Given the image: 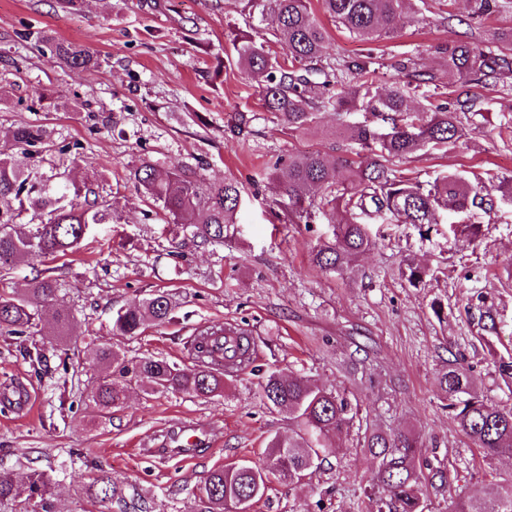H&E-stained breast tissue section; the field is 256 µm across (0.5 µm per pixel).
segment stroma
I'll list each match as a JSON object with an SVG mask.
<instances>
[{
    "label": "stroma",
    "instance_id": "1",
    "mask_svg": "<svg viewBox=\"0 0 512 512\" xmlns=\"http://www.w3.org/2000/svg\"><path fill=\"white\" fill-rule=\"evenodd\" d=\"M309 3L327 32L325 62L357 58L361 43L337 28L321 0ZM468 12L466 0H426L421 14L402 18L398 36L375 45L376 87H388L410 56L435 76L411 99V112L428 94L455 100L461 86L440 48L483 43L512 27V9L481 29L461 24ZM259 30L248 0H82L75 11L58 0H0V150L10 149L17 126H46L41 171L70 169L112 206L111 223L91 225L76 253L55 260L57 302L44 309L39 332L0 335V392H27L33 402L28 412L15 402L0 411V471L20 480L46 474L57 489L55 512H194L190 491L209 471L265 464L272 438L288 434L287 416L266 408L250 374L205 399L150 395L133 383L109 417H92L101 377L95 349L113 341V312L158 290L178 306L169 322L118 342L128 362L155 357L191 370L187 344L196 330L233 322L251 332L263 369L303 374L358 403L350 435L310 478L297 488L272 480L251 512H373L376 478L360 447L368 427L421 437L422 461L446 479L428 489L426 512H448L451 500L512 476V459L485 458L458 430L439 388L456 357L480 394L512 408L497 371L499 358L512 355V200L486 213H448L426 232L373 217L374 248L327 274L310 252L333 240L344 209H315L292 224L271 191L252 189L232 241L204 244L170 236L164 211L130 181V169L145 161L162 171L180 165L209 182L229 174L247 182L292 153L335 155L334 113L291 134L260 107L259 84L238 68L233 49ZM41 35L89 50L98 67L54 63ZM476 94L467 137L401 163L406 176L459 172L488 183L512 175V138L500 133L512 126V81ZM242 114L248 123L239 132ZM458 224L479 225L478 239L455 233ZM406 256L430 271L418 286L399 276ZM59 308L74 318L72 335L57 333ZM487 314L494 330L483 328ZM21 344L45 348L46 367L23 359ZM191 432L203 440L195 459L166 456ZM102 470L123 488V504L104 507L89 496Z\"/></svg>",
    "mask_w": 512,
    "mask_h": 512
}]
</instances>
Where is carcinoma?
Segmentation results:
<instances>
[{
	"instance_id": "obj_1",
	"label": "carcinoma",
	"mask_w": 512,
	"mask_h": 512,
	"mask_svg": "<svg viewBox=\"0 0 512 512\" xmlns=\"http://www.w3.org/2000/svg\"><path fill=\"white\" fill-rule=\"evenodd\" d=\"M469 23L498 14L506 0H470ZM269 34L288 51V66L271 56L265 42L252 38L236 46L240 66L261 82L262 108L275 114L290 133L319 124L321 113L341 117L351 112L363 120L342 124L343 140L356 145L348 155L330 160L321 152L296 153L288 157L286 180L268 177L278 195L288 198V222L302 218L309 206L334 209L343 206L349 217L336 225L334 239L314 247L312 262L325 272L343 269L369 251L374 241L362 219L390 215L403 224L419 227L441 223L442 213H466L474 208L491 210L496 197L484 184H471L460 174L433 181L402 176L398 163L417 158L429 150H448L465 136L467 114L474 111L475 96L453 103L426 100V120L408 122L411 94L423 78L414 62L397 67L398 77L383 93L373 84L377 57L370 44L391 38L397 23L414 12L413 0H322L324 11L336 23L366 45L360 58L327 68L321 65L327 36L308 7V0H251ZM497 51L478 44L458 43L444 49L448 73L458 77L465 92L485 88L512 78V28L492 33ZM52 57L74 67H95L98 59L84 49L55 42ZM323 75L315 82L309 73ZM50 142V133L40 125H22L13 133L11 151H0V281L17 265L34 259L55 261L74 253L91 224L112 222L105 202L89 200L91 190H82L64 173L43 176L34 171L36 158ZM136 186L161 206L170 219L174 235L188 231L203 243L223 244L245 194V185L229 175L207 183L196 172L179 165L160 174L148 161L130 171ZM401 277L416 285L426 269L407 258ZM57 280L36 275L22 295L0 291V334L26 336L34 332L41 308L56 300ZM174 297L157 291L118 309L112 315V335L136 336L146 325L172 319ZM216 336H229L224 343V361L213 358L209 343ZM188 354L195 369L185 372L164 360L144 358L129 367L112 346L97 349L99 363L108 368L92 396L91 408L101 418L110 414L126 389L125 375L132 374L153 393H180L209 398L224 388V378L259 371L255 342L247 330L229 322L204 325L196 330ZM442 399L460 432L484 457H512V409L505 410L475 389L467 370L458 362L448 364L439 380ZM267 408L286 412L294 428L288 437L272 441L268 464L258 467L242 461L209 471L192 489L195 512H239L241 502L260 499L270 477L277 476L298 487L312 474L333 448L336 438L349 432L357 409L339 390L312 385L300 375L282 376L267 371L259 383ZM362 447L381 488L377 512H425V492L430 478L419 461L422 442L411 432L389 434L365 432ZM101 503L123 500V489L104 470L89 486ZM56 486L43 473L17 483L0 472V507L30 504L37 512H54ZM449 512H512V478L503 480L492 493L475 492L452 502Z\"/></svg>"
}]
</instances>
